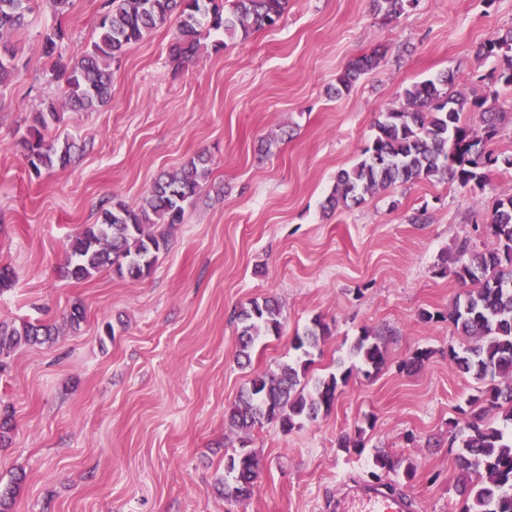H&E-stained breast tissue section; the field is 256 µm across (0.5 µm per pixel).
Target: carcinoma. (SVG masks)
<instances>
[{"label":"carcinoma","mask_w":512,"mask_h":512,"mask_svg":"<svg viewBox=\"0 0 512 512\" xmlns=\"http://www.w3.org/2000/svg\"><path fill=\"white\" fill-rule=\"evenodd\" d=\"M412 0H372L376 11L397 18ZM55 24L40 34L42 56L51 61L49 80L62 91L61 103L49 101L36 113L19 144L26 152L35 176L46 170L64 169L74 160L77 144L69 138L48 141L45 131L62 122L60 109L87 112L110 98L112 60L141 42L158 25L175 19L176 36L171 47L174 60L192 56L210 32L242 38L282 21L288 0H104L91 48L80 57L63 62L66 37L62 19L72 0H46ZM34 0H0V86L20 77L14 63L16 51L11 35L27 26L34 12ZM512 52V30L483 43L478 54L488 58ZM377 64L374 56L351 62L339 76L336 94L347 92ZM455 76L444 73L413 84L403 92L404 103L385 108L375 124V133L363 149L362 158L336 175V184L326 199L334 210L348 202L358 203L367 194L384 191L396 184L419 180H447L462 188L482 182L481 169L498 162L512 168V156L499 158L486 146L493 142L504 121V113L485 107L483 98L470 99L454 90ZM479 126L482 136L474 134ZM208 158L199 154L180 169L157 179L135 208L116 203L101 211L99 222L86 224L70 240L63 276L81 281L102 269L120 278L137 281L148 276L168 249V230L183 223L185 207L202 189L207 178ZM494 248L472 251L468 243L458 250L452 273L476 285L455 300L448 309V321L474 344L457 352L448 349V359L457 370L487 381L470 406L472 417L449 444H458L461 474L456 490L461 497L460 512H512V433L486 420L485 405L503 412L512 423V193L500 196L487 225ZM281 307L277 300L254 299L238 310L237 359L251 361V351L264 337L281 330ZM82 305L71 308L63 326L21 321L0 322V369L11 354L23 346L49 342L62 328L75 329L84 320ZM330 329L315 318L303 334L293 340L301 358L279 372L255 374L249 387L228 409L227 421L240 435H249L265 423H277L284 431L313 420L334 406L342 387L348 385L354 367L338 366L336 372L315 381L311 390L301 382L306 377L309 357L318 349ZM349 356L365 367L364 375L380 370L386 362L381 334L366 331L349 349ZM369 477L415 476L413 462H403L381 448L374 451ZM259 477V462L250 451L227 457L224 482L219 492L226 500L249 498ZM23 476L17 475L0 486V512H12Z\"/></svg>","instance_id":"1"}]
</instances>
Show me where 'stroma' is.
<instances>
[{
    "instance_id": "stroma-1",
    "label": "stroma",
    "mask_w": 512,
    "mask_h": 512,
    "mask_svg": "<svg viewBox=\"0 0 512 512\" xmlns=\"http://www.w3.org/2000/svg\"><path fill=\"white\" fill-rule=\"evenodd\" d=\"M102 3L74 0L65 58L90 49ZM29 20L14 39L23 78L0 87V265L16 273L0 320L59 325L76 303L85 319L18 349L0 371V404L16 424L0 446V483L25 475L14 512H330L376 448L416 463L414 478L397 483L416 512H459L448 436L479 383L448 359L469 344L447 319L467 290L451 268L461 243L491 248L482 226L512 192V168H485L473 191L422 180L332 213L321 205L379 113L414 83L451 72L468 97L512 114V88L486 78L504 58L476 55L512 29V0H418L396 19L371 0H288L280 25L182 66L167 22L113 61L108 104L65 113L54 135L84 150L39 177L16 142L41 101L62 93L46 81L38 43L51 12ZM377 50L379 65L335 95L347 65ZM201 153L209 177L149 276H62L70 238L101 207H136L160 173ZM418 211L425 223H410ZM268 296L282 305L281 332L240 367L233 313ZM316 317L331 334L308 380L335 372L366 329L384 334L386 364L353 376L330 412L289 432L264 425L241 442L226 410L253 374L297 359L293 338ZM421 349L429 360L407 371ZM359 428L364 452L340 450L338 438ZM243 446L259 461L257 487L228 501L217 490L224 458Z\"/></svg>"
}]
</instances>
